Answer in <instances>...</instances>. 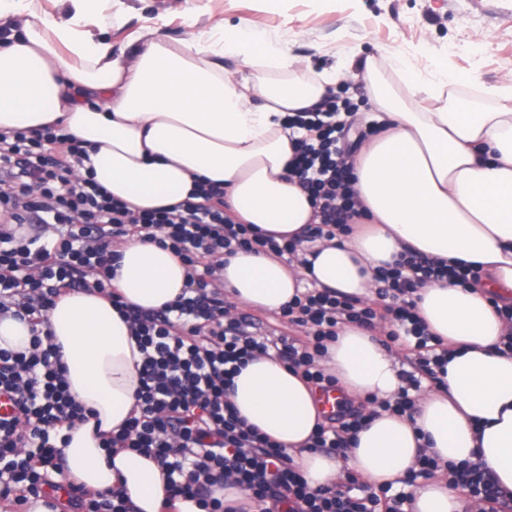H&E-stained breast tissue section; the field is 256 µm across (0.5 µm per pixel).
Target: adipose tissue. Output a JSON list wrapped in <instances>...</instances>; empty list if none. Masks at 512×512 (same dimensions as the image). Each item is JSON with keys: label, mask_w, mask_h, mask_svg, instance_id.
<instances>
[{"label": "adipose tissue", "mask_w": 512, "mask_h": 512, "mask_svg": "<svg viewBox=\"0 0 512 512\" xmlns=\"http://www.w3.org/2000/svg\"><path fill=\"white\" fill-rule=\"evenodd\" d=\"M49 18L39 0H0V133L62 128L82 146L85 169L113 198L135 209L186 200L195 185L223 187L224 206L239 224L277 241L299 240L291 263L240 251L224 259V291L239 307L278 312L305 287L358 298L373 295L377 268L412 252L483 271L463 286L444 277L413 298L448 362L432 388L417 392L411 414L376 409L350 439L345 455L311 449L325 418L301 372L261 355L233 379L227 398L238 416L283 445L313 489L332 487L351 471L369 485L398 483L420 454L440 466L469 461L489 470L512 497V324L497 305L512 303V72L485 93L492 108L446 93L454 78L437 62L438 80L417 83L406 56H394L407 88L400 95L377 78L374 57L359 67L369 86L375 133L354 158L364 213L350 231L309 242L307 193L291 173L288 115L321 101L335 71L304 80H274L294 58L247 25L189 33L173 42L145 28L140 43L115 50L105 34L119 14L104 0H69ZM236 57L229 70L225 57ZM113 288L128 304L158 310L182 294L188 269L170 249L133 238L115 246ZM45 328L66 368L74 399L89 415L69 431L63 450L68 481L90 491L122 489L133 512H162L165 475L139 452L109 453L137 403L142 353L118 310L96 291L57 299ZM321 364L338 389L358 402L398 398L399 361L377 336L353 324L337 327ZM405 512H479L447 481L412 490Z\"/></svg>", "instance_id": "obj_1"}]
</instances>
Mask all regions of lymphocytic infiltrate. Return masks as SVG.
I'll use <instances>...</instances> for the list:
<instances>
[{"label":"lymphocytic infiltrate","instance_id":"lymphocytic-infiltrate-1","mask_svg":"<svg viewBox=\"0 0 512 512\" xmlns=\"http://www.w3.org/2000/svg\"><path fill=\"white\" fill-rule=\"evenodd\" d=\"M350 110L348 100L329 95L288 121L316 134L315 142L297 141L294 169L315 209V222L305 232L311 242L325 238L328 227H347L361 214L350 188L351 146L338 119ZM86 157L85 148L58 129L0 135V316L11 312L32 324L28 351L0 348V396L14 405L12 414L0 416V494L15 492L24 500L61 487L57 436L63 427L86 422L87 415L68 391L56 347L42 339L43 315L61 295L95 289L109 294L143 354L137 404L107 445L154 457L170 496L193 498L205 512H246L245 505H227L215 496L230 476L256 512H404L408 486L438 470L434 458L420 457L403 491L388 485L370 491L351 473L338 486L314 490L286 449L246 425L225 393L242 366L271 351L289 367L302 369L316 388H331L335 379L317 360L335 340L337 325L371 327L386 320L413 342L415 372L409 382L421 373L435 377L448 355L416 315L411 296L431 279L478 281L479 270L402 255L393 267L380 270L372 300L316 288L296 297L281 315L302 328L304 340H273L254 332L249 316L232 312L224 298V258L241 250L293 256L297 241L281 243L235 223L224 211L219 186H201L194 201L133 212L92 176L81 174ZM130 234L171 249L188 268L184 292L162 310L128 305L111 288L112 243ZM365 419L352 410L337 425L318 426L313 448L344 450L347 435ZM448 484L480 500L487 512H505L501 491L479 464H449Z\"/></svg>","mask_w":512,"mask_h":512}]
</instances>
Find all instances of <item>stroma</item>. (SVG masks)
Returning <instances> with one entry per match:
<instances>
[{
    "instance_id": "1",
    "label": "stroma",
    "mask_w": 512,
    "mask_h": 512,
    "mask_svg": "<svg viewBox=\"0 0 512 512\" xmlns=\"http://www.w3.org/2000/svg\"><path fill=\"white\" fill-rule=\"evenodd\" d=\"M120 10L117 48L146 24L181 39L244 22L318 71L381 52L444 60L462 88L512 70V0H121Z\"/></svg>"
}]
</instances>
